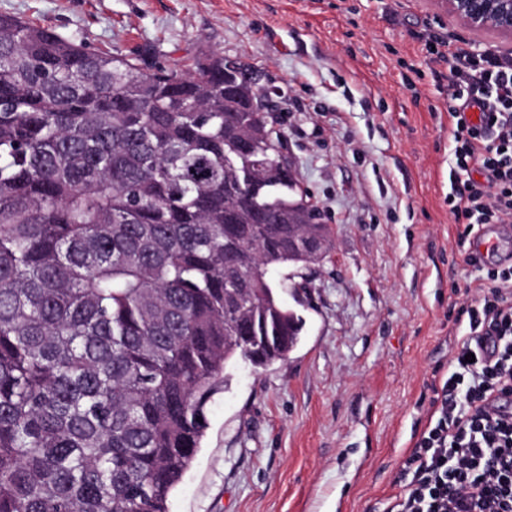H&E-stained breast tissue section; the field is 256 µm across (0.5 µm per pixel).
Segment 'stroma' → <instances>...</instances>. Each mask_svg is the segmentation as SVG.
<instances>
[{"label": "stroma", "instance_id": "1", "mask_svg": "<svg viewBox=\"0 0 512 512\" xmlns=\"http://www.w3.org/2000/svg\"><path fill=\"white\" fill-rule=\"evenodd\" d=\"M0 13L146 67L202 53L262 74L260 100L333 230L306 274L287 361L227 365L170 512H390L428 425L430 386L462 334L481 269L448 213L454 143L431 37L512 52L430 0H0Z\"/></svg>", "mask_w": 512, "mask_h": 512}]
</instances>
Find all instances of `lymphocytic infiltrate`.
Masks as SVG:
<instances>
[{"mask_svg": "<svg viewBox=\"0 0 512 512\" xmlns=\"http://www.w3.org/2000/svg\"><path fill=\"white\" fill-rule=\"evenodd\" d=\"M434 56L448 68L455 144L448 212L469 239L512 224V54L439 41ZM471 109L477 120H467ZM466 261L486 275L459 312L467 330L432 386L429 426L391 512H512V264Z\"/></svg>", "mask_w": 512, "mask_h": 512, "instance_id": "f902f5d3", "label": "lymphocytic infiltrate"}]
</instances>
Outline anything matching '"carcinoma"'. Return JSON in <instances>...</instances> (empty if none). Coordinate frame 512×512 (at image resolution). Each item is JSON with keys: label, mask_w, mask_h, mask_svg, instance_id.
Returning <instances> with one entry per match:
<instances>
[{"label": "carcinoma", "mask_w": 512, "mask_h": 512, "mask_svg": "<svg viewBox=\"0 0 512 512\" xmlns=\"http://www.w3.org/2000/svg\"><path fill=\"white\" fill-rule=\"evenodd\" d=\"M261 95L0 13V512H169L226 366L300 343L269 273L330 228Z\"/></svg>", "instance_id": "1"}]
</instances>
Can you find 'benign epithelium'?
Masks as SVG:
<instances>
[{"mask_svg":"<svg viewBox=\"0 0 512 512\" xmlns=\"http://www.w3.org/2000/svg\"><path fill=\"white\" fill-rule=\"evenodd\" d=\"M435 8L473 33L512 42V0H432Z\"/></svg>","mask_w":512,"mask_h":512,"instance_id":"benign-epithelium-1","label":"benign epithelium"}]
</instances>
